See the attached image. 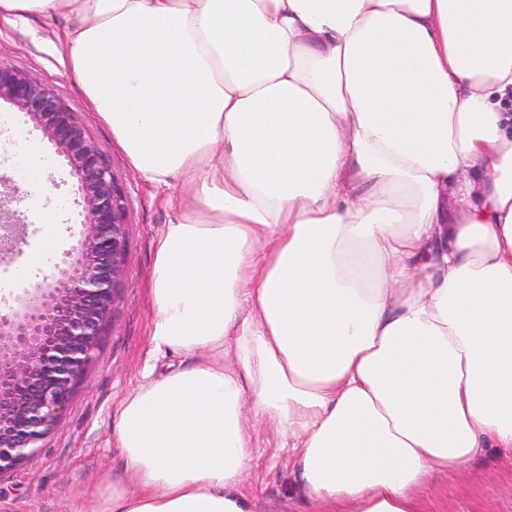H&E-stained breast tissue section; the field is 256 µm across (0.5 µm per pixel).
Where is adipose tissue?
Returning <instances> with one entry per match:
<instances>
[{
    "instance_id": "adipose-tissue-1",
    "label": "adipose tissue",
    "mask_w": 512,
    "mask_h": 512,
    "mask_svg": "<svg viewBox=\"0 0 512 512\" xmlns=\"http://www.w3.org/2000/svg\"><path fill=\"white\" fill-rule=\"evenodd\" d=\"M59 50L179 215L102 512H426L512 453V0H0ZM252 436L258 446L257 466L251 471L243 490L255 500L257 512H276L288 499L292 478L288 469V453L278 445L273 433L263 426H255Z\"/></svg>"
}]
</instances>
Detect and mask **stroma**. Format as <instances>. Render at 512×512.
I'll return each mask as SVG.
<instances>
[{
	"mask_svg": "<svg viewBox=\"0 0 512 512\" xmlns=\"http://www.w3.org/2000/svg\"><path fill=\"white\" fill-rule=\"evenodd\" d=\"M68 16L24 19L0 16V63L49 81L56 94L83 120L104 150L123 184L128 211L129 263L119 300L115 303L93 358L72 393L70 402L37 452L11 474L0 477V512H101L102 496L124 474L123 453L115 441V412L120 400L140 381L151 358L153 310L150 288L155 239L176 212L166 192L142 180L111 130L91 108L72 72L58 57L53 43L71 26ZM31 137L25 159L54 194V221L46 225L28 218V244L21 257L0 260V297L12 300L22 288L41 283L45 273L75 247L81 231L73 180L55 147L33 127L28 117L0 102V177L11 179L18 164L10 150L15 127ZM259 446L257 465L244 486L255 500L256 512H279L292 489L288 454L273 433L252 429ZM427 512H512V454L494 455L457 472L436 477L424 493Z\"/></svg>",
	"mask_w": 512,
	"mask_h": 512,
	"instance_id": "1",
	"label": "stroma"
}]
</instances>
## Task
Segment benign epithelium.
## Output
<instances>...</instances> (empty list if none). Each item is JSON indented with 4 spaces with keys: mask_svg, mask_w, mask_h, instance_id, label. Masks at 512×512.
<instances>
[{
    "mask_svg": "<svg viewBox=\"0 0 512 512\" xmlns=\"http://www.w3.org/2000/svg\"><path fill=\"white\" fill-rule=\"evenodd\" d=\"M0 101L25 113L63 157L83 221L67 268L0 312V477L19 468L66 409L92 359L128 263L127 208L105 153L52 87L0 64ZM26 224L0 204V255L23 254Z\"/></svg>",
    "mask_w": 512,
    "mask_h": 512,
    "instance_id": "obj_1",
    "label": "benign epithelium"
}]
</instances>
